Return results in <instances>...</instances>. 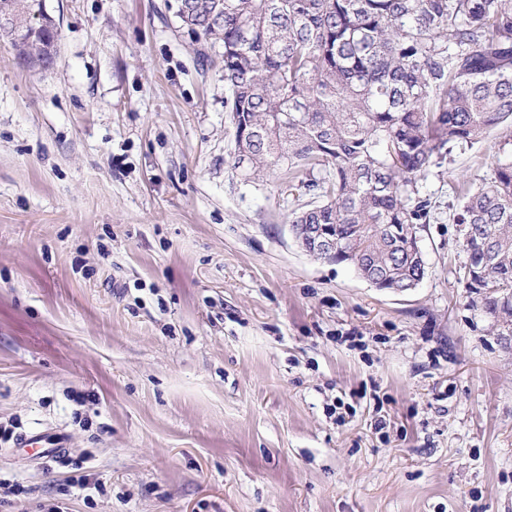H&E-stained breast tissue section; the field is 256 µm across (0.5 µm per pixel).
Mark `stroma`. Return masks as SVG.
<instances>
[{"label": "stroma", "mask_w": 512, "mask_h": 512, "mask_svg": "<svg viewBox=\"0 0 512 512\" xmlns=\"http://www.w3.org/2000/svg\"><path fill=\"white\" fill-rule=\"evenodd\" d=\"M0 42V512H512V340L473 310L453 212L501 129L432 167L426 276L315 259L279 173L231 168L224 48L165 0H46ZM54 39V33L48 30H40L30 43L15 48L18 50L19 55L27 61L49 64L53 60L55 53ZM18 445L22 448H32L37 460L50 458L64 452L66 441L60 434H47L43 432L32 435L25 434Z\"/></svg>", "instance_id": "35a3bbf8"}]
</instances>
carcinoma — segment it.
<instances>
[{
	"label": "carcinoma",
	"instance_id": "obj_1",
	"mask_svg": "<svg viewBox=\"0 0 512 512\" xmlns=\"http://www.w3.org/2000/svg\"><path fill=\"white\" fill-rule=\"evenodd\" d=\"M180 23L224 46V100L246 132L245 180L284 173L308 195L292 224L319 228L379 290L425 277L420 182L454 149L508 131L493 175L462 187L453 223L472 306L512 336V0H188ZM42 0H0V16L32 23ZM55 34L17 47L49 64Z\"/></svg>",
	"mask_w": 512,
	"mask_h": 512
}]
</instances>
